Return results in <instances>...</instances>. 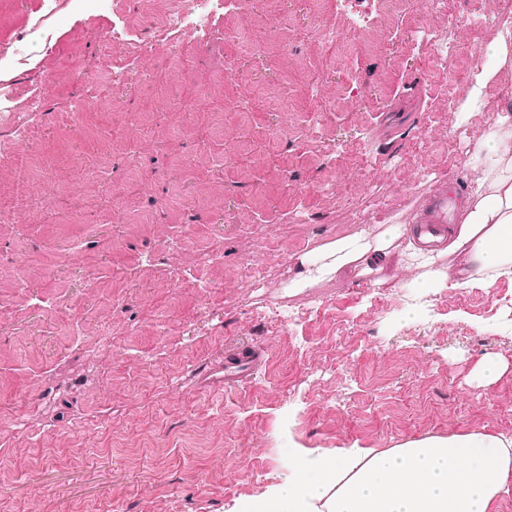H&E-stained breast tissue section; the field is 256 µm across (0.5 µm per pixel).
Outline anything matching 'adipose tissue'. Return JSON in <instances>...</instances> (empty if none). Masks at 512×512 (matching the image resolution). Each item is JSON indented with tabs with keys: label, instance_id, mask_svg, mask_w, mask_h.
I'll return each instance as SVG.
<instances>
[{
	"label": "adipose tissue",
	"instance_id": "1",
	"mask_svg": "<svg viewBox=\"0 0 512 512\" xmlns=\"http://www.w3.org/2000/svg\"><path fill=\"white\" fill-rule=\"evenodd\" d=\"M484 146L488 160L448 233L461 284L490 287L512 279V105ZM395 236L357 232L316 248L308 285L342 270L363 276L390 256ZM512 489V439L490 433L432 437L388 450L339 448L302 465L287 493L250 500L243 512H495Z\"/></svg>",
	"mask_w": 512,
	"mask_h": 512
}]
</instances>
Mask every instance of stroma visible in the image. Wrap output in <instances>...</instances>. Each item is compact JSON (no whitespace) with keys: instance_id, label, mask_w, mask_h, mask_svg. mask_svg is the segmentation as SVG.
Returning a JSON list of instances; mask_svg holds the SVG:
<instances>
[{"instance_id":"35a3bbf8","label":"stroma","mask_w":512,"mask_h":512,"mask_svg":"<svg viewBox=\"0 0 512 512\" xmlns=\"http://www.w3.org/2000/svg\"><path fill=\"white\" fill-rule=\"evenodd\" d=\"M471 7L370 0L361 27L355 0H249L122 90L99 64L111 11L70 5L50 58L0 73L43 91L26 141L0 138V512H241L324 451L512 438L511 280L433 285L406 260L298 284L311 249L469 193L465 149L512 85V0H481L494 28L449 25ZM429 31L457 48L445 71ZM243 349L249 381L200 386Z\"/></svg>"}]
</instances>
